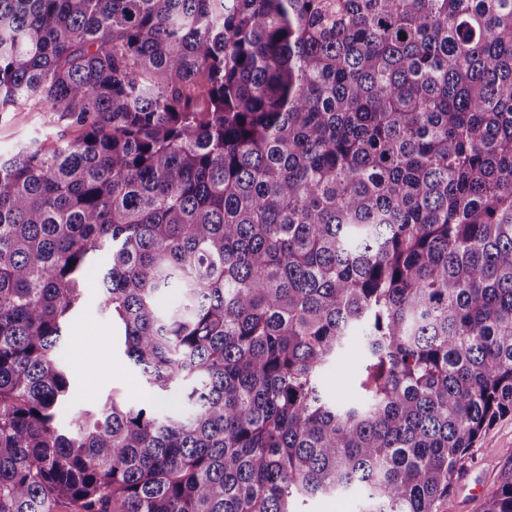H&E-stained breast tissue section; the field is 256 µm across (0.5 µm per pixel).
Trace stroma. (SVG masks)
I'll return each instance as SVG.
<instances>
[{
	"label": "stroma",
	"instance_id": "35a3bbf8",
	"mask_svg": "<svg viewBox=\"0 0 512 512\" xmlns=\"http://www.w3.org/2000/svg\"><path fill=\"white\" fill-rule=\"evenodd\" d=\"M50 115L20 108L0 116V154L43 138L49 130H64V122L50 123ZM110 267L107 251L97 253L85 279L82 304L69 322L59 354L69 367L72 397L60 414L68 422L77 411L95 408L117 392L131 402L147 398L138 370L123 355L120 339L99 306L98 282ZM361 361L348 352L323 371L322 388L330 399L359 392ZM512 448V416L496 422L476 443L448 497L446 512H482L483 497L500 478L506 449Z\"/></svg>",
	"mask_w": 512,
	"mask_h": 512
}]
</instances>
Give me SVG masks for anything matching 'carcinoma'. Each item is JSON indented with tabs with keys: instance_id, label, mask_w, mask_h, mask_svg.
Returning <instances> with one entry per match:
<instances>
[{
	"instance_id": "1",
	"label": "carcinoma",
	"mask_w": 512,
	"mask_h": 512,
	"mask_svg": "<svg viewBox=\"0 0 512 512\" xmlns=\"http://www.w3.org/2000/svg\"><path fill=\"white\" fill-rule=\"evenodd\" d=\"M23 105L69 132L0 156V512H444L512 415V0H0ZM105 247L101 310L185 413L58 420ZM361 361L353 351L332 361L323 371L322 388L330 399H343L360 393ZM295 510L304 512H354L356 509L351 500L336 501V499H306L295 505Z\"/></svg>"
}]
</instances>
